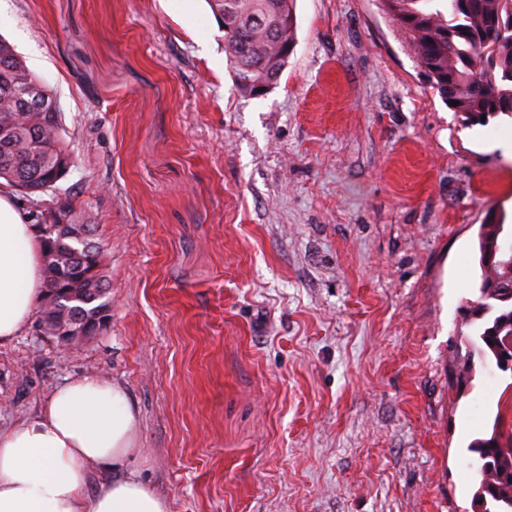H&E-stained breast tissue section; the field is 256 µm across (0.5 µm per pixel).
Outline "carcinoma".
Here are the masks:
<instances>
[{"label": "carcinoma", "instance_id": "carcinoma-1", "mask_svg": "<svg viewBox=\"0 0 512 512\" xmlns=\"http://www.w3.org/2000/svg\"><path fill=\"white\" fill-rule=\"evenodd\" d=\"M390 20L408 39L417 66L427 75L430 86L453 112L471 125L482 124L481 116L512 118V0H383ZM224 52L234 68L237 85L252 90L250 80L265 75L269 82L279 80L286 60L280 47L294 41L295 0H237V12L224 21ZM39 88L38 100L27 103L23 89ZM0 125L14 134L0 137V180L27 189L29 198L40 201L56 185L49 178L63 179L72 164L71 152L63 137L61 112L53 91L35 75L0 36ZM42 140L51 150L32 155L29 143ZM38 224L42 246L46 293L66 284H84L74 279L84 264L99 265L100 284L105 251L88 254L71 238L62 236L53 224ZM486 236L496 242V257L480 267L475 299L464 307L471 328L467 342L487 365L500 367L512 362V299H500L493 285L509 277L512 242L504 240L500 228L505 217H487ZM98 301L88 293L76 308L41 307V331L61 335L59 324L76 328L94 316ZM470 469L476 491L472 505L483 512H512V400L503 402L491 434L473 439Z\"/></svg>", "mask_w": 512, "mask_h": 512}]
</instances>
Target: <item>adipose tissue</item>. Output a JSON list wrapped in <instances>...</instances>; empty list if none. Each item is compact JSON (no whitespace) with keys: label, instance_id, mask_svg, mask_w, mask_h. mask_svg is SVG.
<instances>
[{"label":"adipose tissue","instance_id":"1","mask_svg":"<svg viewBox=\"0 0 512 512\" xmlns=\"http://www.w3.org/2000/svg\"><path fill=\"white\" fill-rule=\"evenodd\" d=\"M44 295L35 231L0 187V345L21 334ZM139 424L117 384L88 375L61 386L33 419L0 430V512H167L160 495L120 471L139 452ZM93 468L105 479L90 495Z\"/></svg>","mask_w":512,"mask_h":512}]
</instances>
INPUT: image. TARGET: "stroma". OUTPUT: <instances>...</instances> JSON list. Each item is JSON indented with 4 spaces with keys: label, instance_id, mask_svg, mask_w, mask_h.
I'll use <instances>...</instances> for the list:
<instances>
[{
    "label": "stroma",
    "instance_id": "1",
    "mask_svg": "<svg viewBox=\"0 0 512 512\" xmlns=\"http://www.w3.org/2000/svg\"><path fill=\"white\" fill-rule=\"evenodd\" d=\"M0 36L57 97V192L112 296L97 336L34 319L0 347V428L93 374L168 512H471L467 445L512 375L461 307L487 211L512 224V119L465 125L380 0H296L261 97L206 0H5Z\"/></svg>",
    "mask_w": 512,
    "mask_h": 512
}]
</instances>
